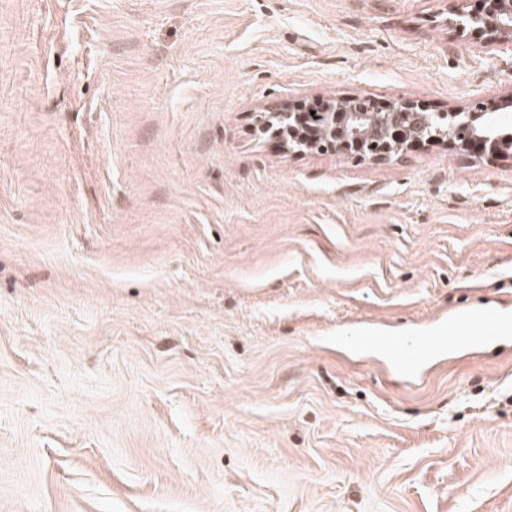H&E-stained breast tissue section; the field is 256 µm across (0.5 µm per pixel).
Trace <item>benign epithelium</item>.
Returning a JSON list of instances; mask_svg holds the SVG:
<instances>
[{"mask_svg":"<svg viewBox=\"0 0 512 512\" xmlns=\"http://www.w3.org/2000/svg\"><path fill=\"white\" fill-rule=\"evenodd\" d=\"M493 10L470 16L472 32L492 41L512 37V0H492ZM424 108L411 100L376 106L364 98L338 99L331 109L312 114L299 104L283 103L257 115L256 129L272 132L282 149L338 148L351 154L389 160L421 141L445 139L452 144L475 147L495 154L503 136L480 125L486 104L459 112L441 114L442 124L432 127L422 122Z\"/></svg>","mask_w":512,"mask_h":512,"instance_id":"1","label":"benign epithelium"}]
</instances>
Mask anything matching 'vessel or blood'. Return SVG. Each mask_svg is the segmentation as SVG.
<instances>
[{
  "instance_id": "obj_1",
  "label": "vessel or blood",
  "mask_w": 512,
  "mask_h": 512,
  "mask_svg": "<svg viewBox=\"0 0 512 512\" xmlns=\"http://www.w3.org/2000/svg\"><path fill=\"white\" fill-rule=\"evenodd\" d=\"M468 330L472 340L481 344L488 340L512 338V321L497 314L480 312L461 320L460 316L441 317L435 328L428 333L388 338L381 351L389 369L403 373L409 380L424 377L436 354L438 342L454 338L460 330Z\"/></svg>"
}]
</instances>
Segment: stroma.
<instances>
[{"instance_id": "1", "label": "stroma", "mask_w": 512, "mask_h": 512, "mask_svg": "<svg viewBox=\"0 0 512 512\" xmlns=\"http://www.w3.org/2000/svg\"><path fill=\"white\" fill-rule=\"evenodd\" d=\"M487 0H0V512H512V148L284 152L258 112L512 103ZM462 319L458 315L440 317L429 333L388 338L381 351L386 356L389 369L403 373L411 381L422 379L435 357L437 343L454 339L462 329L470 332L469 337L476 345L488 340L512 338L511 320L496 313L479 312L469 316L464 324H461Z\"/></svg>"}]
</instances>
